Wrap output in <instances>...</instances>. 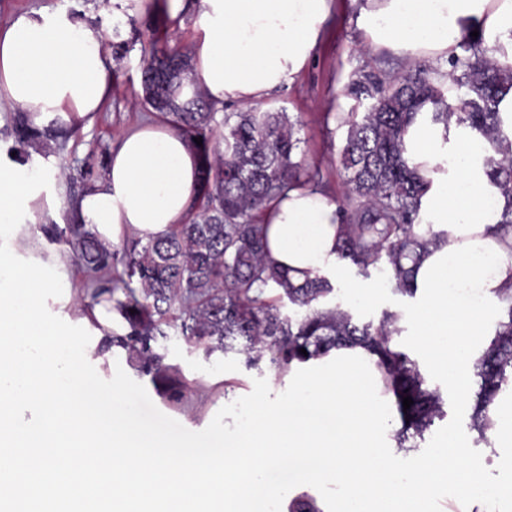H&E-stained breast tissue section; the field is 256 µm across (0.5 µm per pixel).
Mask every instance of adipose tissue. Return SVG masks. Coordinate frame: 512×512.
<instances>
[{
    "label": "adipose tissue",
    "mask_w": 512,
    "mask_h": 512,
    "mask_svg": "<svg viewBox=\"0 0 512 512\" xmlns=\"http://www.w3.org/2000/svg\"><path fill=\"white\" fill-rule=\"evenodd\" d=\"M370 48L401 60L444 64L466 30L481 29L504 46L512 64V0H351ZM334 0H168L174 25L192 20L201 34L191 48L202 96L216 108L234 101L264 103L305 68L331 16ZM105 31L46 11L0 25V108L27 112L36 124L92 120L112 91ZM407 156L429 188L424 224L447 231L449 246L429 249L416 270L422 301L411 314L417 343L458 399L470 400L473 363L496 323L488 308L512 283V236L497 226L507 203L488 176L485 140L456 122L416 121L405 137ZM200 159L164 122L133 126L112 149L103 177L76 202L77 220L106 248L144 239L183 223L198 196ZM269 257L303 281L336 263L341 220L321 188L299 185L269 201ZM52 311L109 336L111 301L88 308L55 302Z\"/></svg>",
    "instance_id": "1"
}]
</instances>
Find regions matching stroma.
I'll return each mask as SVG.
<instances>
[{"label":"stroma","instance_id":"35a3bbf8","mask_svg":"<svg viewBox=\"0 0 512 512\" xmlns=\"http://www.w3.org/2000/svg\"><path fill=\"white\" fill-rule=\"evenodd\" d=\"M335 2L336 8L307 68L291 85L273 94L263 107L288 113L300 140L298 157L318 166L323 183L332 195L338 196L344 190L339 159L347 129L333 121L325 122L324 115L334 112L350 120L361 119L365 108L347 91L350 74L365 68L394 75L398 67L389 52L361 48L363 33L350 0ZM41 9L67 15L78 11L86 21L102 26L107 32L104 48L114 59L112 93L101 112L91 126H77L64 150L54 156L60 166L59 174L51 178L57 204L46 221L62 225L71 200L82 192L89 154L110 152L131 126L152 114L143 101L140 83L143 48L150 29L159 28L169 47L182 49L191 46L199 31L191 21L184 27L171 28L160 8L130 13L122 0H0V25L18 13ZM163 346L165 363L177 368L189 384L178 406L169 404L157 392L150 376L131 369L127 353L114 355L112 361L146 388L162 413L191 431L203 430L220 408L249 394L255 378H265L275 395L288 386L287 380L279 379L272 370L246 368L243 356L221 352L204 355L194 342L175 331L164 339ZM227 380L236 381V388L226 393L217 391V384Z\"/></svg>","mask_w":512,"mask_h":512}]
</instances>
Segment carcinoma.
Returning a JSON list of instances; mask_svg holds the SVG:
<instances>
[{
	"instance_id": "obj_1",
	"label": "carcinoma",
	"mask_w": 512,
	"mask_h": 512,
	"mask_svg": "<svg viewBox=\"0 0 512 512\" xmlns=\"http://www.w3.org/2000/svg\"><path fill=\"white\" fill-rule=\"evenodd\" d=\"M483 35L465 34L462 55L448 60L452 88L438 68L418 65L401 75L382 77L372 70L351 73L350 94L369 102L359 121L348 122L341 165L344 192L334 197L343 228L337 259L361 273L384 265L394 290L417 293L414 274L428 247L448 244V233L416 232L422 222L421 198L427 186L406 158L405 136L420 117L434 122L456 118L484 138L493 155L490 179L508 199L499 228L512 232V142L503 131L500 104L512 93V67L474 52ZM142 71L145 103L162 114L199 154V212L164 236L134 239L122 252L104 248L85 224L70 218L60 226L41 227L50 241L72 247L86 274L87 296L99 302L118 292L116 309L127 332L112 334V346L136 353L140 371L169 400L183 398L186 383L168 374L156 350L173 325L209 356L216 351L244 356L248 368L266 366L283 378L295 366L327 357L340 348H362L373 359L384 391L394 399L401 428L397 447L408 450L424 440L435 420L445 417L442 399L430 388L418 362L394 342L399 311H386L379 323L361 321L333 300L335 288L324 275L292 283L267 258V225L258 223L264 205L285 190L311 183L318 172L295 160L299 140L286 112L224 113L217 133L215 112L194 89L187 53L148 39ZM16 157L27 162L28 148L48 156L71 132L50 123L35 126L30 117L13 118ZM202 138V144L194 142ZM502 303L494 336L472 369L470 429L475 442L489 443V406L512 391V290ZM136 313H131V310ZM305 349L303 355L300 349ZM411 397L410 409L403 398ZM288 512H322L313 498L294 497Z\"/></svg>"
}]
</instances>
